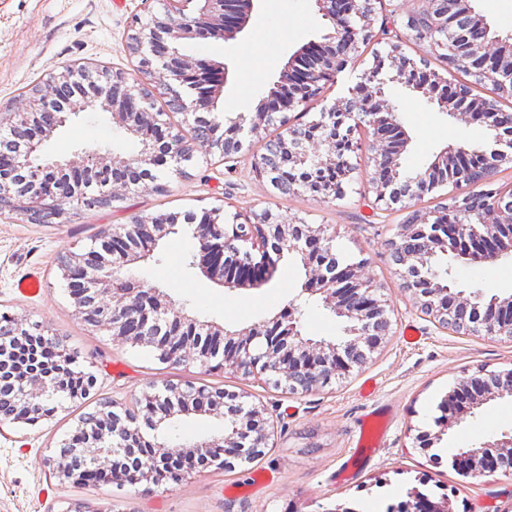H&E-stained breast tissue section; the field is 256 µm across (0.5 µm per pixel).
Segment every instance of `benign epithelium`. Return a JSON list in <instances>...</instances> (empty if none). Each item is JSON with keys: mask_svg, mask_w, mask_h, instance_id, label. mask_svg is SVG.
I'll use <instances>...</instances> for the list:
<instances>
[{"mask_svg": "<svg viewBox=\"0 0 512 512\" xmlns=\"http://www.w3.org/2000/svg\"><path fill=\"white\" fill-rule=\"evenodd\" d=\"M158 1L159 8L155 7ZM202 2L188 15L183 0H141L142 15L134 18L125 42L126 52L135 60L133 68L68 63L24 95L8 130L27 139V145L21 152L0 157V213L8 208L32 219L45 213L58 214L66 205L95 210L143 187V181L125 178L132 171H144L153 189L162 192L165 187L151 174L159 161H169L179 171L198 149L217 153L224 160L240 152L239 139L224 136L220 123L203 116L216 107L215 89L200 96L189 94L199 69H210L212 64L206 59L186 58L180 52V40L197 36L224 42L236 39L250 20L253 0ZM315 2L330 31L323 43L304 47L298 55L300 62L282 72L277 91L266 95L248 132L261 138L276 128L275 137L266 146L267 159L286 158L305 173L338 165L345 182L356 170L352 162L355 145H350L345 159L338 161L336 130L371 128V169L366 171L365 180L368 191L374 194L373 204L382 211L398 205L410 212L387 243L415 238L419 244L412 253H390L400 288L413 296L420 313L438 329H460L471 318L484 335L512 339V295L487 297L454 291L435 267L440 255L461 260L477 254L482 261L493 263L512 252V201L505 207L481 206L485 184L501 164L512 162V113L448 83L440 74H425L403 49L407 42L422 46L428 55L447 49L448 17L457 0H402L394 8L387 7L388 0ZM377 20L380 26L376 30ZM398 23L401 32L396 29ZM370 41H384L386 48L375 54L355 93L325 104V85L338 71L354 64L359 46ZM461 61L474 73L492 80L500 96L512 98V79L501 75L502 65L512 61L511 42L490 35L484 40L462 42L445 55V69L451 72ZM80 75L94 80L92 91L68 108L50 110L47 101L53 88L72 83ZM395 82L455 120L483 124L487 138L450 145L428 167L411 174L404 172V143L396 145L390 138L391 131L402 129L398 108L384 91L387 84ZM160 99L177 106L182 123L200 131L195 140L187 141L181 127L170 123L168 112L156 108ZM314 104L321 105L319 118L304 120ZM88 109L112 113L113 123L138 140L137 153H112L107 161L97 153H88L79 165L71 159H41L40 147L47 133ZM459 169L469 171L473 179L463 194L451 195L450 207L471 210L481 226V232L474 236L459 225L429 222V215L419 207L426 194ZM264 174L283 193L300 191L322 201L336 199L308 176L284 185L273 178V173L266 170ZM176 226L178 216L173 214L136 216L130 225L103 232L101 245L110 244L112 250L123 254L135 248L146 256L158 239L177 232ZM190 228L196 240L190 266L229 288L265 284L275 276L284 255L298 256L306 275L301 294L319 296L324 306L344 318V339L334 343L302 336L300 305L294 298L268 321L211 332L214 340H224L223 347L201 345L193 341L199 323L184 308L161 303L158 289L122 270L117 260L110 271L93 264L94 249L59 259L69 295L85 321L112 332L117 341L130 340L153 348L164 363L263 378L291 394H306L350 376L392 333L384 285L369 272L368 260L328 271L327 256L332 253L334 236L322 227L315 228L296 217H281L269 209L252 213L243 223L235 215L229 224L215 209L207 213L205 223ZM0 323L13 329V335L0 340L1 382L18 373V347L27 350V371L13 393L14 412L1 417L0 422L33 426L44 420L37 415L42 406L51 404L57 411L73 400L58 384L57 375L75 368L77 358L69 355L61 366L47 369L39 359L38 346L50 339V334L43 330L34 333L6 315L0 317ZM505 398L512 399V369L464 377L442 402L443 426L449 430L475 410ZM225 399L232 410L223 411V403L212 402V392L187 380L161 388L152 385L129 406L114 399L103 400L92 419L77 421L73 432L62 440L59 454L46 458L45 466L61 479L81 486L90 470L106 475L110 482L157 483L162 480L167 460L187 455L185 445L170 446L162 437L174 417L190 414H212L224 420V434L192 444L201 465L225 462L221 453L226 447L236 449L234 458L240 460L248 448L267 447L275 432L268 409L247 401L244 394H227ZM452 467L464 478L498 469L512 475V429L478 447L458 449ZM402 510L452 512L448 496L433 501L418 491L411 494Z\"/></svg>", "mask_w": 512, "mask_h": 512, "instance_id": "7a95c632", "label": "benign epithelium"}]
</instances>
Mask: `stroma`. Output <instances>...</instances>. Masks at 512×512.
Instances as JSON below:
<instances>
[{"mask_svg": "<svg viewBox=\"0 0 512 512\" xmlns=\"http://www.w3.org/2000/svg\"><path fill=\"white\" fill-rule=\"evenodd\" d=\"M140 0H0V118L9 119L23 91L67 63L129 68L125 37L138 14ZM287 20L270 11L269 0H256L252 17L236 40L224 43L195 38L182 52L227 69L220 86L216 121L228 126L235 113L229 105L242 101L245 118H254L269 87L288 63L310 42H322L329 23L314 0H288ZM259 43L265 58L252 63L246 47ZM257 80L256 93L246 83ZM386 94L403 115L408 143L402 154L406 170L432 163L450 144L483 139L484 127L464 124L416 98L403 85L388 84ZM235 161L195 153L182 171L161 166L155 171L164 192L141 189L111 206L84 211L64 208L50 224H36L17 212L0 214V312L27 319L64 336L79 368L96 384L86 406L97 399L129 400L147 385L200 378L202 383L248 396L264 404L277 430L264 453L251 463L185 470L182 479L159 486L104 483L75 486L55 476L42 460L74 427V403L51 419L30 426L0 425V512H63L82 503L90 512H334L336 506L371 504L377 512L420 491L431 499L448 494L452 512H512V476L497 472L463 478L451 466L456 449L471 447L512 428V399L497 401L460 427L442 431L440 404L457 378L487 370L512 368V342L444 332L417 312L399 286L386 242L405 218L392 211L381 217L367 193L366 154H358L356 172L341 199L320 202L309 194H284L252 167L262 149L257 138L241 132ZM138 143L124 134L103 111L73 115L65 127L50 133L42 145L49 157H77L84 151L130 155ZM220 209L225 218L264 208L284 217L323 225L334 234V248L344 263L367 258L372 272L386 285L394 311L393 332L372 359L348 378L304 395H289L228 371L200 374L197 368L172 367L152 348L114 342L106 330L88 325L73 303L57 265L59 255L86 253L103 229L130 223L136 215L201 214ZM195 244L190 235L160 239L147 259L129 256L127 268L164 300L175 303L199 322L229 329L272 318L287 307L305 280L299 259L280 261L275 278L258 288L228 289L190 265ZM449 271L452 288L488 295L512 294V255L495 264H463L439 259ZM33 290L21 291L27 279ZM344 322L321 299L306 300L304 336L337 341ZM390 419L376 448H359L360 419L375 407ZM224 423L209 415L175 418L168 432L174 443L190 444L221 435ZM440 434L432 447H420L419 433Z\"/></svg>", "mask_w": 512, "mask_h": 512, "instance_id": "1", "label": "stroma"}]
</instances>
